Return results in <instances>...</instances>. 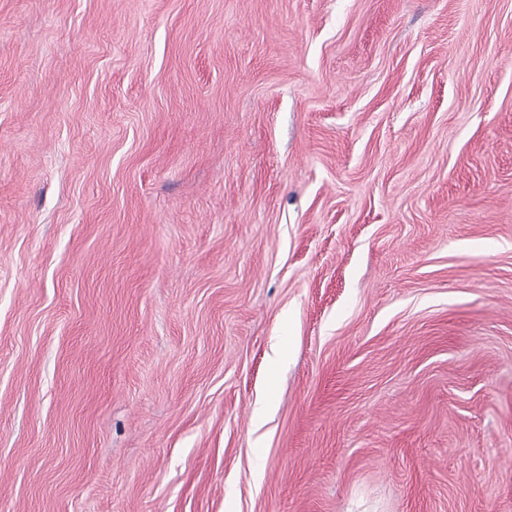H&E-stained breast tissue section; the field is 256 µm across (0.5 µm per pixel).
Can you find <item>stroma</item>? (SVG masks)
Returning <instances> with one entry per match:
<instances>
[{
  "instance_id": "stroma-1",
  "label": "stroma",
  "mask_w": 512,
  "mask_h": 512,
  "mask_svg": "<svg viewBox=\"0 0 512 512\" xmlns=\"http://www.w3.org/2000/svg\"><path fill=\"white\" fill-rule=\"evenodd\" d=\"M0 512H512V0H0Z\"/></svg>"
}]
</instances>
